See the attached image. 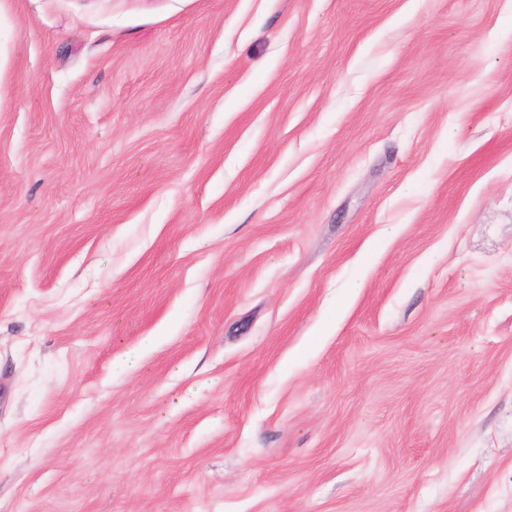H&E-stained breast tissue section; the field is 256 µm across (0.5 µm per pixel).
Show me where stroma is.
<instances>
[{
	"instance_id": "1",
	"label": "stroma",
	"mask_w": 512,
	"mask_h": 512,
	"mask_svg": "<svg viewBox=\"0 0 512 512\" xmlns=\"http://www.w3.org/2000/svg\"><path fill=\"white\" fill-rule=\"evenodd\" d=\"M0 512H512V0H0Z\"/></svg>"
}]
</instances>
